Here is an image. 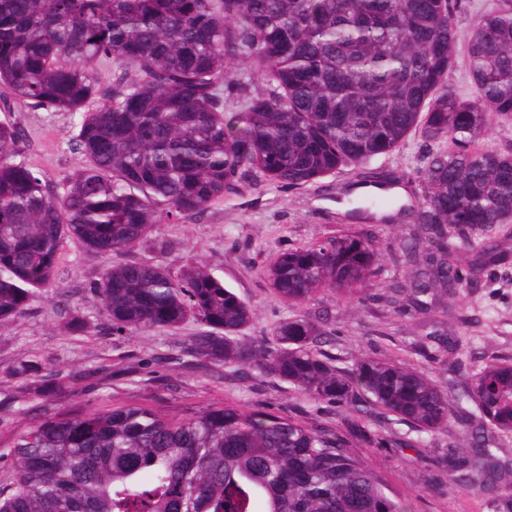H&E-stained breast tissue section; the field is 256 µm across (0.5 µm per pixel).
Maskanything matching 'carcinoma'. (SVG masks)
<instances>
[{
	"instance_id": "1",
	"label": "carcinoma",
	"mask_w": 512,
	"mask_h": 512,
	"mask_svg": "<svg viewBox=\"0 0 512 512\" xmlns=\"http://www.w3.org/2000/svg\"><path fill=\"white\" fill-rule=\"evenodd\" d=\"M458 0H0V112L18 100L77 117L70 141L82 164L56 194L12 161L22 131L0 121V322L21 316L58 278L63 242L113 255L163 253L157 222L202 213L226 194L266 182L306 188L348 172L351 189L395 181L375 163L411 134L436 145L418 200L399 212L404 240L392 290L431 311L425 295L487 288L484 270L512 258L492 241L512 223V151L482 146L491 117L512 119V0H497L467 43L476 94L448 83ZM248 55L267 87L251 90L227 65ZM112 63V86L92 69ZM244 99L227 112L224 92ZM105 103L88 109L95 99ZM472 251L469 271L458 261ZM379 241L340 234L282 252L267 270L281 298L320 289L363 292ZM89 288L115 332L202 327L188 350L203 363L256 371L348 416L308 425L293 416L206 405L187 419L151 406L62 410L19 434L0 512H405L359 457L354 441L400 442L371 430L393 415L431 434L465 425L467 451L448 450V477L487 512H512L500 492L511 460L494 432L512 430V361L496 359L445 391L394 361L341 371L323 351L326 319L279 322L269 340L242 339L248 304L196 267L172 276L160 261L120 262ZM450 355L458 341L430 324ZM472 402L477 414L466 410Z\"/></svg>"
}]
</instances>
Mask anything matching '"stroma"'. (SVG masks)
Here are the masks:
<instances>
[{
    "label": "stroma",
    "mask_w": 512,
    "mask_h": 512,
    "mask_svg": "<svg viewBox=\"0 0 512 512\" xmlns=\"http://www.w3.org/2000/svg\"><path fill=\"white\" fill-rule=\"evenodd\" d=\"M495 0H461L456 14V69L450 84L473 94L464 62L466 44L478 18ZM21 127L26 138L17 159L37 171L55 190L82 158L68 147L74 134L65 112L34 110L16 105L14 112H0L1 120ZM429 149L412 136L384 160L386 169L402 182H416L428 162ZM348 174L325 176L304 189L269 183L261 194L227 195L201 214L178 221L161 220L155 237L173 244L162 262L172 275L185 265L205 268L233 288L252 309V322L244 331L249 342L271 337L274 326L302 313L328 317L332 340L325 350L336 367L348 370L361 358L394 360L423 372L439 386L471 375L494 358L512 359V264L489 268L490 285L478 291H461L448 298L453 314L449 330L462 340L460 363H451L426 332L417 327L418 311L394 310L386 301L396 267L384 254L373 285L365 293L322 290L312 299L290 303L270 288L266 268L278 254L327 239L343 232H371L381 243L401 246L408 219L393 214L390 221L364 223L344 218L341 197L348 191ZM110 256L67 240L59 251V278L48 291L37 294L24 313L0 323V450H7L15 436L36 419L60 409L89 413L115 404L153 405L179 420L208 404L231 403L279 415L324 420L319 404L308 400L292 385L232 367L197 366L186 352L191 336L200 327L189 321L179 328H152L135 333H115L107 326L98 297L87 284L110 266ZM88 321L85 332L63 329L72 311ZM37 362L42 375L55 376L52 391L37 392L32 381L15 373L19 361ZM372 430L398 438V448L360 445L364 462L380 474L390 490L401 497L407 512H486L481 502L448 479L431 482L436 456L451 439L462 437L457 422H449L427 436H419L409 423L396 417L371 422Z\"/></svg>",
    "instance_id": "35a3bbf8"
}]
</instances>
